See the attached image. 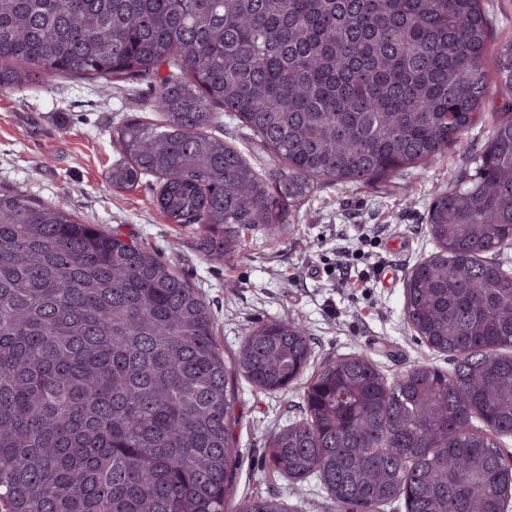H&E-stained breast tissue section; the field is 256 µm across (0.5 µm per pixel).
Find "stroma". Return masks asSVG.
<instances>
[{
    "mask_svg": "<svg viewBox=\"0 0 512 512\" xmlns=\"http://www.w3.org/2000/svg\"><path fill=\"white\" fill-rule=\"evenodd\" d=\"M152 95L137 79L109 87L57 79L0 92V190L59 205L82 223L119 229L154 250L210 305L225 354L238 350L251 326L288 317L308 330L313 372L324 360L357 351L390 380L420 361L451 369L450 356L432 350L406 322L404 283L434 250L426 227L430 202L503 119L501 96L489 101L482 124L427 168L368 187L321 183L278 234L244 226L245 250L215 263L199 250L191 227L170 223L159 211L155 178L131 190L112 188L105 179L118 158L113 128L132 115L160 121ZM301 394L297 385L267 393L238 382L235 497L301 498L306 512H338L316 479L291 484L264 463L267 437L300 418Z\"/></svg>",
    "mask_w": 512,
    "mask_h": 512,
    "instance_id": "obj_1",
    "label": "stroma"
}]
</instances>
